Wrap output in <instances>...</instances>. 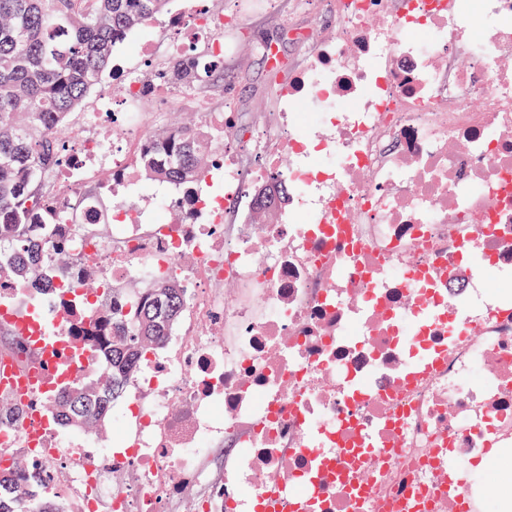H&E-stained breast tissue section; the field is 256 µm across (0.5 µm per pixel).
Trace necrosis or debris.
Here are the masks:
<instances>
[{
	"mask_svg": "<svg viewBox=\"0 0 512 512\" xmlns=\"http://www.w3.org/2000/svg\"><path fill=\"white\" fill-rule=\"evenodd\" d=\"M206 2L170 17V59L186 36L207 62L230 51ZM324 4L336 35L257 116L250 170L225 146L223 194L198 193L185 223L145 232L117 203L110 238L71 242L106 281L190 290L184 332L130 383L121 447L55 423L51 401L93 361L73 359L64 323L42 354L57 294L35 304L0 278L19 346L0 355V399L21 413L0 421V459L24 462L17 499L37 484L69 512H475L465 474L512 447V301L490 300L484 276L512 274V0ZM153 101L137 79L98 99L52 172L58 203L123 168ZM273 172L288 210L253 223L247 186ZM41 376L47 392H19Z\"/></svg>",
	"mask_w": 512,
	"mask_h": 512,
	"instance_id": "obj_1",
	"label": "necrosis or debris"
}]
</instances>
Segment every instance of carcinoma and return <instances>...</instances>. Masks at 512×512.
Returning <instances> with one entry per match:
<instances>
[{
    "label": "carcinoma",
    "mask_w": 512,
    "mask_h": 512,
    "mask_svg": "<svg viewBox=\"0 0 512 512\" xmlns=\"http://www.w3.org/2000/svg\"><path fill=\"white\" fill-rule=\"evenodd\" d=\"M168 0H0V270L19 285L46 286L89 312L72 323L71 335L104 363L102 373L58 393L55 417L74 428L100 426L109 404L122 396L147 351L170 335L183 317L188 289L178 278L134 289L101 287L94 258L56 247L67 278L56 284L41 263L38 244L65 226L97 237L74 210L53 209L45 179L64 158L61 131L82 110L93 87L112 70V50L132 30L166 10ZM221 66L207 68L187 58L161 74L164 83L202 88ZM224 129L170 125L145 134L133 167L137 178L162 182L182 192L190 210L192 188L223 144ZM256 212L272 215L288 203V185L274 179L254 190ZM36 512H67L56 501L46 505L40 486L28 493ZM9 479L0 478V512H18Z\"/></svg>",
    "instance_id": "carcinoma-1"
}]
</instances>
